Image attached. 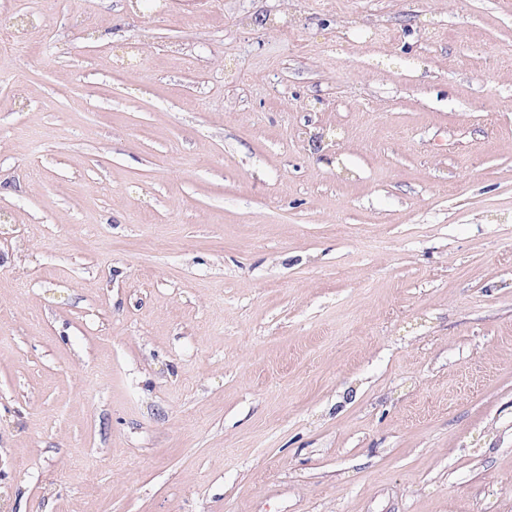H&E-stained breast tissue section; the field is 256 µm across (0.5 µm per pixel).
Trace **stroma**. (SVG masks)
<instances>
[{
    "mask_svg": "<svg viewBox=\"0 0 512 512\" xmlns=\"http://www.w3.org/2000/svg\"><path fill=\"white\" fill-rule=\"evenodd\" d=\"M0 512H512V0H0Z\"/></svg>",
    "mask_w": 512,
    "mask_h": 512,
    "instance_id": "1",
    "label": "stroma"
}]
</instances>
